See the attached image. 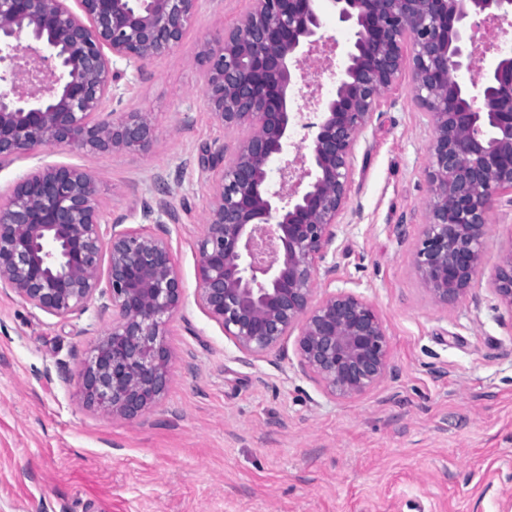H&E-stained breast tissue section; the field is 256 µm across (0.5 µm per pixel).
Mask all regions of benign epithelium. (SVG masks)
<instances>
[{"instance_id":"obj_1","label":"benign epithelium","mask_w":512,"mask_h":512,"mask_svg":"<svg viewBox=\"0 0 512 512\" xmlns=\"http://www.w3.org/2000/svg\"><path fill=\"white\" fill-rule=\"evenodd\" d=\"M0 0V161L56 144L90 153L147 148L148 114L101 112L125 71L170 52L195 0ZM236 27L207 43L205 93L226 129L249 134L210 165L213 203L198 240L197 302L249 364L300 327L302 370L334 399L361 396L388 375L389 340L377 308L346 290L315 299L351 181V159L380 95L412 65L415 97L432 127L425 168L427 224L414 254L430 299L465 296L484 256L492 209L512 195V55L499 56L470 90L469 46L512 0H253ZM352 37L334 92L314 121L309 156L284 160L304 119L292 101L295 72L326 50L321 12ZM279 182L272 180V173ZM93 176L69 166L32 170L0 197V289L60 319L103 299L112 327L80 374L89 407L124 419L149 409L170 377L165 336L184 286L161 217L102 229ZM512 310V244L491 282Z\"/></svg>"}]
</instances>
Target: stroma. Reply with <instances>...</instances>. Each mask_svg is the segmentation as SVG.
<instances>
[{
  "label": "stroma",
  "mask_w": 512,
  "mask_h": 512,
  "mask_svg": "<svg viewBox=\"0 0 512 512\" xmlns=\"http://www.w3.org/2000/svg\"><path fill=\"white\" fill-rule=\"evenodd\" d=\"M252 0H196L182 40L127 71L102 109L147 112L144 150L58 144L0 164L19 175L91 172L101 221L138 227L166 201L184 299L166 338L173 376L131 420L86 406L79 376L112 326L99 302L62 320L0 292V512H512V310L491 280L512 244V203L490 214L472 290L440 306L413 267L426 222L432 131L413 71L386 91L352 158L334 266L321 285L372 303L391 371L370 392L327 396L304 373L297 338L250 365L196 301L197 241L212 198L210 152L232 133L206 103L201 50L240 24Z\"/></svg>",
  "instance_id": "stroma-1"
}]
</instances>
